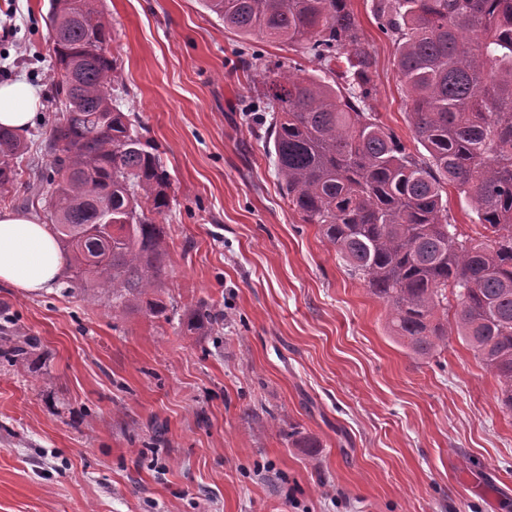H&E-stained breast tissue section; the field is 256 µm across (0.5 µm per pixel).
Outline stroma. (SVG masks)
Wrapping results in <instances>:
<instances>
[{"mask_svg":"<svg viewBox=\"0 0 512 512\" xmlns=\"http://www.w3.org/2000/svg\"><path fill=\"white\" fill-rule=\"evenodd\" d=\"M374 0H347L376 59L363 105L415 148ZM112 21L120 108L171 178L164 319L64 283L0 285V512H512V412L457 337L421 359L385 304L281 193L247 111L251 73L293 52L227 30L200 0H94ZM49 0H0V83L42 89L24 142L43 159ZM210 303L222 324L188 329ZM180 320L185 321L190 327L197 328L205 324H214L223 321L224 313L215 311L208 303L199 302L184 311ZM35 345V339L31 336H16L9 329L0 331V355L8 356L13 360L25 359L29 354V348Z\"/></svg>","mask_w":512,"mask_h":512,"instance_id":"35a3bbf8","label":"stroma"}]
</instances>
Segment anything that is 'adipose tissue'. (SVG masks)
I'll return each instance as SVG.
<instances>
[{"mask_svg":"<svg viewBox=\"0 0 512 512\" xmlns=\"http://www.w3.org/2000/svg\"><path fill=\"white\" fill-rule=\"evenodd\" d=\"M39 91L25 78L0 84V125L26 135L33 125ZM56 241L32 216L0 211V283L28 292L52 287L60 274Z\"/></svg>","mask_w":512,"mask_h":512,"instance_id":"adipose-tissue-1","label":"adipose tissue"}]
</instances>
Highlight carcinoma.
Returning <instances> with one entry per match:
<instances>
[{
  "label": "carcinoma",
  "mask_w": 512,
  "mask_h": 512,
  "mask_svg": "<svg viewBox=\"0 0 512 512\" xmlns=\"http://www.w3.org/2000/svg\"><path fill=\"white\" fill-rule=\"evenodd\" d=\"M244 36L287 44L319 65L300 78L256 54L253 101L288 202L388 308L391 333L417 357L448 336L470 347L512 411V0H376L374 17L398 47L415 150L360 107L374 56L347 0H202ZM55 100L61 115L38 177L50 186V230L70 283L87 281L112 308L163 316L149 298L163 275L170 177L153 141L112 90V21L91 0H50ZM25 148L0 126V193L18 184ZM482 228L449 215L448 188ZM196 328L224 320L205 302ZM31 336L0 331V355L21 360Z\"/></svg>",
  "instance_id": "cac0c4a2"
}]
</instances>
